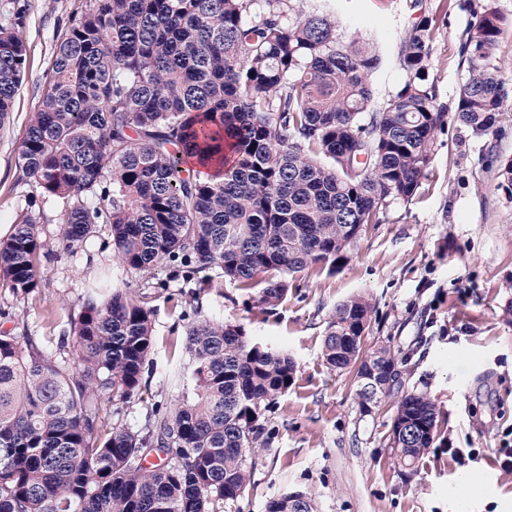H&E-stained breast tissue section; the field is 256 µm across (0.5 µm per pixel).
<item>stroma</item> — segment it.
Returning a JSON list of instances; mask_svg holds the SVG:
<instances>
[{
    "instance_id": "stroma-1",
    "label": "stroma",
    "mask_w": 512,
    "mask_h": 512,
    "mask_svg": "<svg viewBox=\"0 0 512 512\" xmlns=\"http://www.w3.org/2000/svg\"><path fill=\"white\" fill-rule=\"evenodd\" d=\"M19 4L28 53L10 121L0 128V239L33 197L39 232L52 244L62 230L61 206L18 181L20 152L53 51L86 0ZM330 6L343 38L378 39L385 65L375 83L383 92L402 79L397 55L405 32L420 16L433 17L432 74L437 99L447 106L465 71L464 32L477 13L494 9L502 32L492 62L512 91V0H331ZM510 163L512 103L482 138L449 122L414 197L390 202L336 270L298 274L274 309H262L249 290L221 279L193 299L162 285L136 289L154 311L158 365L188 362L185 327L199 315L242 325L250 338L297 363L292 386L265 415L271 439L256 458L249 493L224 512H265L287 491L311 496L317 512H512V471L496 459L497 449L512 446V190L501 178ZM88 249L95 262L82 254L41 260V286L27 298L0 287V331L56 345L88 283L110 266L101 238ZM357 294L374 307L366 345L399 349L402 391L427 394L439 409L437 437L408 475L390 455L392 401L364 412L352 376L330 370L322 356L336 304Z\"/></svg>"
}]
</instances>
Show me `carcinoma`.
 I'll return each mask as SVG.
<instances>
[{"instance_id": "obj_1", "label": "carcinoma", "mask_w": 512, "mask_h": 512, "mask_svg": "<svg viewBox=\"0 0 512 512\" xmlns=\"http://www.w3.org/2000/svg\"><path fill=\"white\" fill-rule=\"evenodd\" d=\"M16 0H0V128L10 118L27 46ZM500 18L485 10L465 30L467 64L453 120L477 137L512 99L491 50ZM434 20L422 16L399 50L403 81L382 96L373 41L344 40L328 0H87L57 43L41 108L27 128L21 180L63 203L66 252L97 225L112 238L120 275L70 316L72 342L49 348L0 332V512H218L243 499L266 447L265 412L291 387L296 363L238 324L197 317L186 326L189 362L175 390L146 407L134 429L124 406L143 399L154 361L152 311L126 275L144 284L162 265L180 293L215 278L274 308L292 277L345 262L367 224L414 196L448 107L431 76ZM35 203L0 240V286L40 288ZM373 307L360 295L336 305L323 342L333 370L366 359L400 387L399 352L364 349ZM116 406L112 429L99 406ZM424 393L398 399L391 454L412 471L437 435ZM267 512H316L301 492Z\"/></svg>"}]
</instances>
